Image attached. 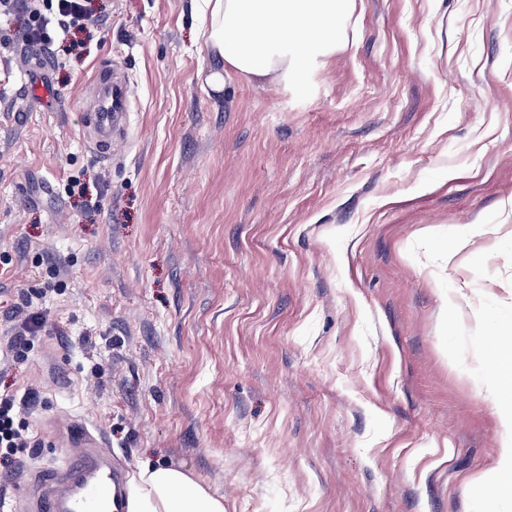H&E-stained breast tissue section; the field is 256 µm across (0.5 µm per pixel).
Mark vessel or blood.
I'll list each match as a JSON object with an SVG mask.
<instances>
[{"mask_svg":"<svg viewBox=\"0 0 512 512\" xmlns=\"http://www.w3.org/2000/svg\"><path fill=\"white\" fill-rule=\"evenodd\" d=\"M50 63L41 50H32L20 78L16 106L48 84ZM132 90L119 69L100 63L84 96L83 139L97 155L111 157L127 126ZM73 449L58 471L42 479L37 512H100L98 502L109 495L114 508H121L126 484L125 469L112 460V450L100 432L77 424L72 426Z\"/></svg>","mask_w":512,"mask_h":512,"instance_id":"b4317fda","label":"vessel or blood"}]
</instances>
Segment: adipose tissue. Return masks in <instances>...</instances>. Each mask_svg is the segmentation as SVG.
I'll list each match as a JSON object with an SVG mask.
<instances>
[{
	"instance_id": "adipose-tissue-1",
	"label": "adipose tissue",
	"mask_w": 512,
	"mask_h": 512,
	"mask_svg": "<svg viewBox=\"0 0 512 512\" xmlns=\"http://www.w3.org/2000/svg\"><path fill=\"white\" fill-rule=\"evenodd\" d=\"M354 0H205L200 37L223 63L208 85L232 78L287 83L310 60L336 54ZM126 512H224V498L172 464H143L133 474Z\"/></svg>"
}]
</instances>
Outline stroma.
<instances>
[{"mask_svg": "<svg viewBox=\"0 0 512 512\" xmlns=\"http://www.w3.org/2000/svg\"><path fill=\"white\" fill-rule=\"evenodd\" d=\"M89 6L23 112L0 30V296L47 316L0 366L40 396L0 499L81 420L225 512H512V0H355L335 58L218 91L192 0ZM106 59L134 95L109 159L79 106Z\"/></svg>", "mask_w": 512, "mask_h": 512, "instance_id": "obj_1", "label": "stroma"}]
</instances>
